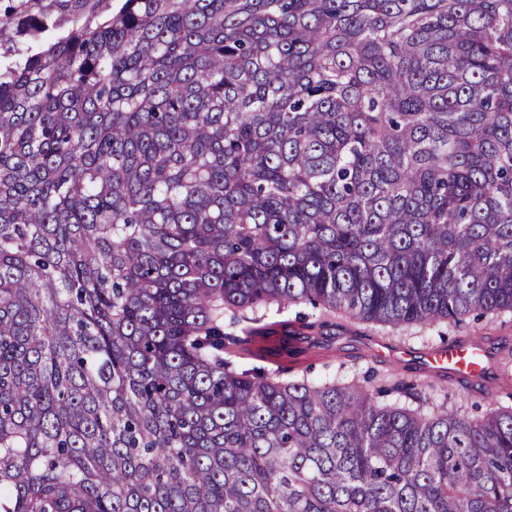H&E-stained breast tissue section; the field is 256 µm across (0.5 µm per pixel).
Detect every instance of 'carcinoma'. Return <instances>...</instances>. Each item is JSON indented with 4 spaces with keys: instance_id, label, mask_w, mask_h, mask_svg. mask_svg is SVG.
<instances>
[{
    "instance_id": "cac0c4a2",
    "label": "carcinoma",
    "mask_w": 512,
    "mask_h": 512,
    "mask_svg": "<svg viewBox=\"0 0 512 512\" xmlns=\"http://www.w3.org/2000/svg\"><path fill=\"white\" fill-rule=\"evenodd\" d=\"M42 2L0 10V512H512V405L224 360L226 311L512 315V0Z\"/></svg>"
}]
</instances>
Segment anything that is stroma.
I'll use <instances>...</instances> for the list:
<instances>
[{
  "mask_svg": "<svg viewBox=\"0 0 512 512\" xmlns=\"http://www.w3.org/2000/svg\"><path fill=\"white\" fill-rule=\"evenodd\" d=\"M298 308L291 307L281 313L269 314L261 320H239L232 332L240 336L244 329H253L251 340H242L230 346L226 357L239 368H261L280 378H288L313 369L315 374L330 372L350 377L376 371V385L387 386L400 378H409L415 383L428 380L422 368L424 357L442 347L445 337L459 340L482 336L489 319L481 322H466L463 325L445 323L420 328L393 329L373 323L349 319L343 313L313 310L308 321L298 319ZM301 329L309 325L310 335H325L330 339L328 347L285 356L272 355L275 333L281 324Z\"/></svg>",
  "mask_w": 512,
  "mask_h": 512,
  "instance_id": "stroma-1",
  "label": "stroma"
}]
</instances>
